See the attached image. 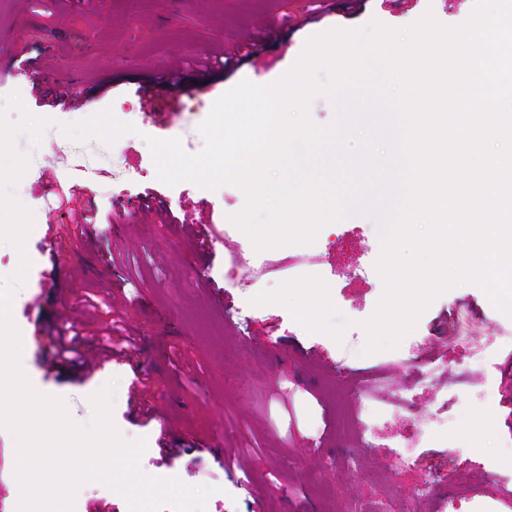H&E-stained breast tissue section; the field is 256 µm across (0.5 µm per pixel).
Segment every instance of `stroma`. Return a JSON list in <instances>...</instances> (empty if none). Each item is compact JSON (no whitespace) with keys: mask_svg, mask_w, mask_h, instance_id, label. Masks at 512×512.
<instances>
[{"mask_svg":"<svg viewBox=\"0 0 512 512\" xmlns=\"http://www.w3.org/2000/svg\"><path fill=\"white\" fill-rule=\"evenodd\" d=\"M474 0H0V34H13L11 59L50 60V85L82 91L79 108L36 101L30 83L10 80L0 97L18 92L25 108L53 124L40 144L27 136L18 149L30 158L23 179L34 228L26 241L32 261L11 304L22 334V366L34 387L64 397L72 418L92 416L91 394L114 382L113 419L125 439L146 438L148 475L186 484H223L230 512H347L397 493L408 512H512V317L496 310L477 285L440 295L397 349L362 354L369 318L383 292L374 264L384 229L399 210L385 206L348 212L324 226L310 245L288 246L297 268L280 281L328 275L331 299L347 320L342 342L308 331L279 305L250 300L274 283L242 286V276L223 254L203 253L188 223H226L245 198L238 187L214 190L190 182H160L145 136L177 138L186 152L201 150L204 120L197 103L183 99L166 124H157L137 91L155 67L187 60L225 42L290 17L280 41L239 62L205 95L213 103L241 80L265 85L296 62L311 36L332 28L357 29L371 20L404 27L433 10L446 25L469 16ZM362 107L395 113L391 91L351 87L313 100L312 121L336 126V152L321 165L340 180L339 196L363 182L401 181L405 166L387 147L347 126L344 114ZM136 126L113 145L72 141L60 124L84 120L103 109ZM98 172L77 177L75 157ZM151 195L179 216L176 224L145 223L121 209L124 201ZM124 258L118 273L135 302L126 320L139 345L127 356L74 374L53 365L50 330L72 316L75 297L99 283L113 245ZM206 277H199V269ZM247 319L238 333L228 317ZM486 347L483 363L470 364V348ZM382 379L375 396L394 410L385 435L361 434L353 411L357 392L345 378ZM158 415L146 420L141 402ZM492 426L475 433L480 418ZM419 441L411 463L399 454Z\"/></svg>","mask_w":512,"mask_h":512,"instance_id":"1","label":"stroma"}]
</instances>
